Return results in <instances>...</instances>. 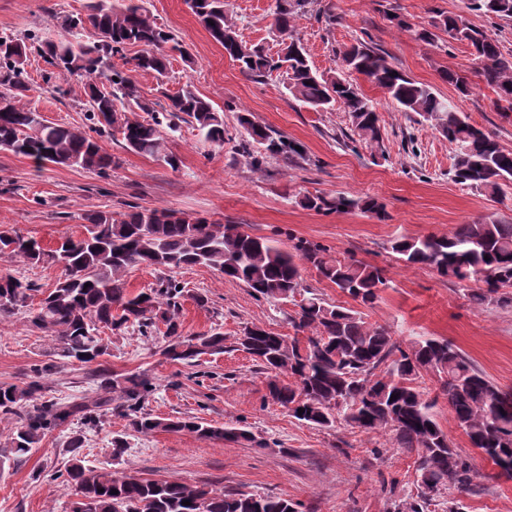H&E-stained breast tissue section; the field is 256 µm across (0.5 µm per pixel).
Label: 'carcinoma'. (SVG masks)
I'll list each match as a JSON object with an SVG mask.
<instances>
[{
  "mask_svg": "<svg viewBox=\"0 0 512 512\" xmlns=\"http://www.w3.org/2000/svg\"><path fill=\"white\" fill-rule=\"evenodd\" d=\"M308 0H275L273 27L286 41L283 52L272 55L261 46L241 39L228 20L224 0H186V4L224 53L254 78L284 72L287 89L313 109L341 104L348 112L358 142L383 151L379 115L349 74L364 76L381 88L403 112H413L434 124L453 148L455 180L491 196L512 185V152L503 151L495 137L468 121L451 99L410 78L392 65L387 55L365 42L347 48L341 68L325 76L317 73L306 50L294 39L297 10ZM85 16L63 15V31L57 40H39L35 50L44 62L59 71L80 77L86 106V126H66L42 117L27 101L25 42L11 36L0 38V149L26 157L41 167L46 163L106 173L114 163L100 139L116 131L125 150L155 158L171 168L179 158L166 151L164 131H177L179 123L195 125L204 141L221 148L225 142L224 118L212 103L189 83L166 95L161 110L140 100L138 88L124 71L112 67V58L123 57L131 46L140 51L130 58L132 70L150 72L159 83L169 79V52L187 60L189 53L175 35L159 24L143 6L129 0L115 8L109 0H90ZM468 9L491 19L512 20V0H469ZM92 28L97 39L83 40ZM435 27L452 40L465 42L477 61L474 76L496 94L501 112H512V54L505 55L486 31L461 15H440ZM461 97L472 93L471 76L442 72ZM147 113L142 117L141 113ZM245 137L238 143L247 162L260 168L269 156L286 159L298 153L283 136L250 118L238 117ZM303 205L316 212L332 213L355 208L386 217L385 204L375 197L351 198L308 195ZM84 233L67 238L55 249L14 230L0 228V253L30 264L50 263L63 270L54 287L43 290L11 275L0 276V317L26 309L34 327L47 334L58 355L91 363L106 353L100 329L136 327L146 336L158 324L166 326L170 343L165 355L173 362L192 364L205 354L224 352V333L213 331L183 337L179 333L182 302L192 297L205 303L201 294L189 295L175 280L157 288L131 293L125 273L135 267L172 269L203 265L239 281L259 298L288 300L297 307L288 316L293 336L276 334L253 324L235 338V349L248 353L269 373L271 399L288 415L309 425L330 428L343 420L366 431H390L399 448L414 454L416 492L406 494L395 512H427L443 489L468 492L476 477L467 455L453 447L438 423L419 378L431 375L457 427L471 447L512 475V397L489 381L472 361L446 339L421 336L405 345L382 326L367 323L359 312L326 302L303 285L302 265L343 294L372 305L387 287L381 267L353 257L339 258L306 239L293 242L287 251L274 241L255 236L237 224L209 222L173 212L129 206L123 213L92 211L81 216ZM392 252L407 265L432 268L443 278L460 284L474 283L469 300L477 305H511L512 296L500 289L512 287V223L475 221L459 224L448 236L399 237ZM44 366L32 369V381L19 388L0 385V416L16 417L21 427L0 448V462H23L45 434L80 417L85 425L99 422L102 401L60 404L47 401L29 405L41 391ZM288 381L281 380V377ZM151 383L132 374L112 383V392L123 399L121 414L134 431L189 432L205 441L253 442L251 431L211 426L195 417L156 419L142 411L141 403ZM396 398H391V395ZM304 409L298 413V409ZM81 436L71 438L73 453L66 470L76 492L72 512H298V504L275 494L239 490L213 492L177 481H159L119 475L106 468L90 467L79 457ZM117 493H112V490Z\"/></svg>",
  "mask_w": 512,
  "mask_h": 512,
  "instance_id": "carcinoma-1",
  "label": "carcinoma"
}]
</instances>
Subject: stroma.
<instances>
[{
	"mask_svg": "<svg viewBox=\"0 0 512 512\" xmlns=\"http://www.w3.org/2000/svg\"><path fill=\"white\" fill-rule=\"evenodd\" d=\"M227 17L240 39L277 52L280 40L272 27L275 0H227ZM88 0H0V35L17 38L37 32L50 39L60 31V15L84 13ZM157 19L177 35L191 59L172 55L171 79L158 85L152 74L133 73L141 100L163 103L183 83L194 85L224 117L231 142L215 148L190 124L168 134L166 147L180 160L178 169L124 150L119 138L104 139L112 153L110 170L97 174L56 164L35 166L29 159L0 150V225L55 248L67 237L82 235V216L89 211H126L128 204L166 209L182 216L241 225L267 237L282 249L292 238L329 247L332 255L384 268L388 286L371 305L354 301L312 268L302 271L304 286L328 302L359 311L370 324L410 342L420 336L447 339L503 391L512 393V305H471L461 284L421 266H407L390 249L393 239L446 235L474 220L512 223V188L492 197L456 183L453 153L447 139L412 112L398 111L381 89L363 76L355 81L379 112L386 151L372 154L350 147L353 128L341 106L315 111L295 99L282 74L257 81L242 73L188 9L185 0H144ZM460 14L500 40L512 53V20L488 19L469 11L466 0H315L299 13L296 33L311 66L320 73L339 67L338 54L356 41L370 39L390 62L443 97L457 98L470 123L491 132L500 147L512 152V116L494 106L495 94L477 86L466 97L440 78L442 70L473 71L471 47L449 39L436 28L439 14ZM407 20L398 27L394 19ZM431 30L422 42L415 32ZM28 101L44 119L81 126L85 109L78 79L51 71L37 54L26 66ZM270 127L297 143L301 160L268 159L252 168L232 145L242 129L239 114ZM345 194L375 197L386 207L385 219L354 209L323 214L302 206L306 195ZM172 278L205 296V305L185 300L180 315L183 335L213 330L234 340L247 325L288 335L291 302H272L252 295L213 268L194 266L156 270L139 267L125 279L131 292L156 287ZM164 330L144 337L133 330L110 333L108 350L96 362L83 364L55 355L50 340L34 328L26 311L0 318V385L25 387L36 365L49 366L42 381V400L59 403L111 398L113 380L148 375L154 390L144 412L160 419L195 417L218 427H243L254 442L202 441L186 432H134L117 409L97 426L72 419L48 432L25 462L0 466V512H70L74 489L64 472L72 455L68 442L81 434L87 465L155 480H175L221 492L228 489L280 495L299 505V512H394V503L410 492L416 479L414 456L394 447L385 431L364 432L345 422L335 427L306 425L274 403L266 374L241 351L225 349L205 355L195 365L170 361ZM453 445L469 455L478 473L471 492L462 495L465 512H512V479L456 426L446 401L434 409ZM122 437L127 450L112 458V440Z\"/></svg>",
	"mask_w": 512,
	"mask_h": 512,
	"instance_id": "35a3bbf8",
	"label": "stroma"
}]
</instances>
